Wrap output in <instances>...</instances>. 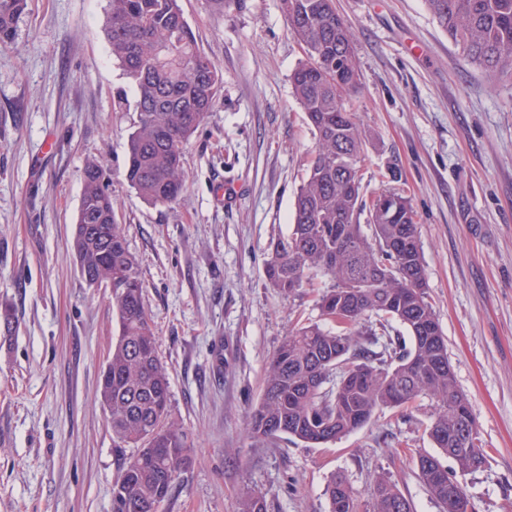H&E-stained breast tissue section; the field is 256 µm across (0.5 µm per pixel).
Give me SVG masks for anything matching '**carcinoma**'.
<instances>
[{
    "mask_svg": "<svg viewBox=\"0 0 512 512\" xmlns=\"http://www.w3.org/2000/svg\"><path fill=\"white\" fill-rule=\"evenodd\" d=\"M438 26L465 58L492 76H512V0H424ZM27 0H0V44L11 42ZM288 21L305 58L291 74L296 99L317 142L295 201L288 235L276 239L266 267L270 284L291 295L323 273L331 288L319 298L334 328L303 323L273 355L263 395L248 416L256 438L288 436L318 445L366 425L383 407H403L420 395L436 401L428 433L450 471L431 454L413 457L420 478L442 512L470 500L465 477L486 456L467 398L448 368L447 339L428 301L416 215L403 196H361L359 163L365 132L343 102L358 84V63L333 0H288ZM105 30L112 57L136 92L138 119L127 141L125 179L151 205L171 204L185 188L184 150L223 91L218 66L198 46L179 0H109ZM367 215L372 236L361 229ZM72 235L76 261L112 281L119 334L102 375L100 403L112 435L137 453L112 488V512H158L188 464L187 436L169 421L170 382L144 301L137 258L117 222L105 168L87 161ZM406 327L398 336L363 342L370 314ZM326 494L331 512H359L345 477L334 475ZM369 512H412L385 476L373 482ZM235 512H267L263 495L243 494Z\"/></svg>",
    "mask_w": 512,
    "mask_h": 512,
    "instance_id": "carcinoma-1",
    "label": "carcinoma"
}]
</instances>
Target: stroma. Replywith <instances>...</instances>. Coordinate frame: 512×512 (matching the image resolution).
Segmentation results:
<instances>
[{
  "instance_id": "1",
  "label": "stroma",
  "mask_w": 512,
  "mask_h": 512,
  "mask_svg": "<svg viewBox=\"0 0 512 512\" xmlns=\"http://www.w3.org/2000/svg\"><path fill=\"white\" fill-rule=\"evenodd\" d=\"M181 7L224 92L185 147L171 205L125 179L136 94L107 43L108 0H28L0 45V307L15 320L0 342V512H112L134 453L99 400L118 336L110 291L86 284L71 248L92 157L140 262L170 419L190 445L163 512H235L248 491L267 512H330L335 473L361 512L379 474L413 512H440L412 461L436 451L430 396L313 447L248 434L274 352L297 320L320 321L332 285L320 275L288 297L265 276L316 143L290 80L304 53L282 0ZM334 7L359 63L346 106L368 137L361 193H399L416 212L427 293L486 455L468 479L474 512H512V81L465 60L424 0ZM223 185L233 197L221 206Z\"/></svg>"
}]
</instances>
